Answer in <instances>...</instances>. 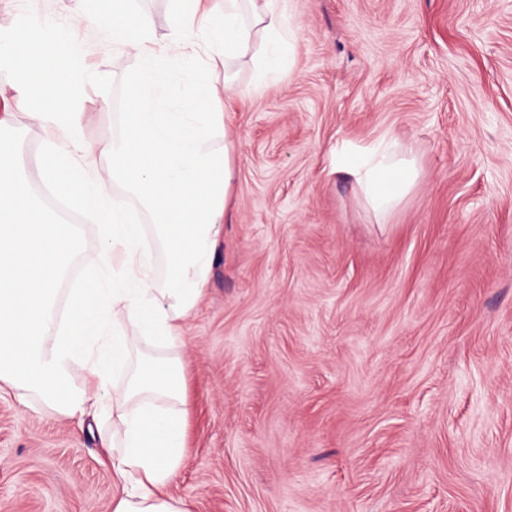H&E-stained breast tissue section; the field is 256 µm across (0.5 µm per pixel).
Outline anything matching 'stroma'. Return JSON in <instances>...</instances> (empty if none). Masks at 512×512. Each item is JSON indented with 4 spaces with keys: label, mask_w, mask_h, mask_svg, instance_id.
Returning <instances> with one entry per match:
<instances>
[{
    "label": "stroma",
    "mask_w": 512,
    "mask_h": 512,
    "mask_svg": "<svg viewBox=\"0 0 512 512\" xmlns=\"http://www.w3.org/2000/svg\"><path fill=\"white\" fill-rule=\"evenodd\" d=\"M295 53L232 115V200L176 354L191 406L170 487L190 512H512V0H288ZM91 0H0L65 19ZM85 141L136 57L75 26ZM12 137L32 194L42 128ZM420 178L386 220L336 153L378 137ZM78 422L0 393V512H112Z\"/></svg>",
    "instance_id": "35a3bbf8"
}]
</instances>
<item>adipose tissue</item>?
I'll list each match as a JSON object with an SVG mask.
<instances>
[{
  "instance_id": "1",
  "label": "adipose tissue",
  "mask_w": 512,
  "mask_h": 512,
  "mask_svg": "<svg viewBox=\"0 0 512 512\" xmlns=\"http://www.w3.org/2000/svg\"><path fill=\"white\" fill-rule=\"evenodd\" d=\"M223 2L218 19L209 0H173L163 41L132 0H98L75 15L84 27L110 28L113 41L139 59L121 130L96 146L83 141L70 78L81 48L68 31L46 14L0 32V71L8 75L0 83V386L65 417L100 416L119 487L112 512H188L168 492L187 451L189 414L183 363L172 351L203 298L229 209L234 143L225 107L245 93L220 71L252 60L260 85L295 48L282 0ZM192 24L211 51L206 107L198 102L196 45L186 34ZM16 107L44 129L45 182L96 223V268L69 292L61 321L54 314L59 285L80 240L75 225L46 219L27 195L8 135ZM218 134L226 137L220 151L212 146ZM75 149L83 161L73 160ZM102 158L107 166H99ZM336 169L354 178L379 219L420 175L385 137L345 148ZM115 185L138 199L149 225L113 205ZM145 340L166 356L130 368Z\"/></svg>"
}]
</instances>
